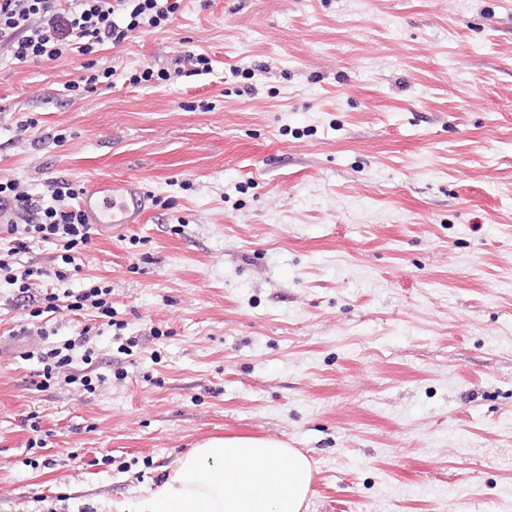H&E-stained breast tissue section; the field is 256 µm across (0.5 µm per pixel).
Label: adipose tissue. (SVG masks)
<instances>
[{
    "instance_id": "1",
    "label": "adipose tissue",
    "mask_w": 512,
    "mask_h": 512,
    "mask_svg": "<svg viewBox=\"0 0 512 512\" xmlns=\"http://www.w3.org/2000/svg\"><path fill=\"white\" fill-rule=\"evenodd\" d=\"M309 459L269 438H213L181 458L143 501L144 512H302Z\"/></svg>"
}]
</instances>
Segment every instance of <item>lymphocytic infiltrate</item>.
Here are the masks:
<instances>
[{
    "label": "lymphocytic infiltrate",
    "mask_w": 512,
    "mask_h": 512,
    "mask_svg": "<svg viewBox=\"0 0 512 512\" xmlns=\"http://www.w3.org/2000/svg\"><path fill=\"white\" fill-rule=\"evenodd\" d=\"M178 8V0H0V48L9 49L22 62L55 61L73 51L87 54L94 47L122 42L136 29L161 26ZM120 10L129 14L123 28L113 21ZM50 192V200L44 201L34 198L18 181L0 182V211L9 215L5 230L12 243L9 258L0 257V275L16 285L20 298L31 304V317L89 309L111 316V286L93 282L78 293L60 294L46 281L45 270L31 265L16 268L10 261L11 256L26 251L31 241L41 240L59 242L63 262L72 265L91 244L94 227L80 208L79 189L60 180L53 182ZM77 350L84 362H91L93 350L83 333L63 346L40 352L41 386L60 381L94 391L90 377L71 371Z\"/></svg>",
    "instance_id": "f902f5d3"
}]
</instances>
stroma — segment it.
Masks as SVG:
<instances>
[{
	"label": "stroma",
	"instance_id": "obj_1",
	"mask_svg": "<svg viewBox=\"0 0 512 512\" xmlns=\"http://www.w3.org/2000/svg\"><path fill=\"white\" fill-rule=\"evenodd\" d=\"M88 63L109 82L71 95ZM130 176L140 223L79 268L20 257L112 318L0 279V512H121L224 436L304 453L307 512H512V0H181L86 55L0 51V180ZM28 322L88 332L94 392L36 386Z\"/></svg>",
	"mask_w": 512,
	"mask_h": 512
}]
</instances>
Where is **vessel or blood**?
<instances>
[{"label":"vessel or blood","instance_id":"obj_1","mask_svg":"<svg viewBox=\"0 0 512 512\" xmlns=\"http://www.w3.org/2000/svg\"><path fill=\"white\" fill-rule=\"evenodd\" d=\"M148 197L138 179L103 180L86 188L80 207L89 223L101 228H124L139 223Z\"/></svg>","mask_w":512,"mask_h":512}]
</instances>
